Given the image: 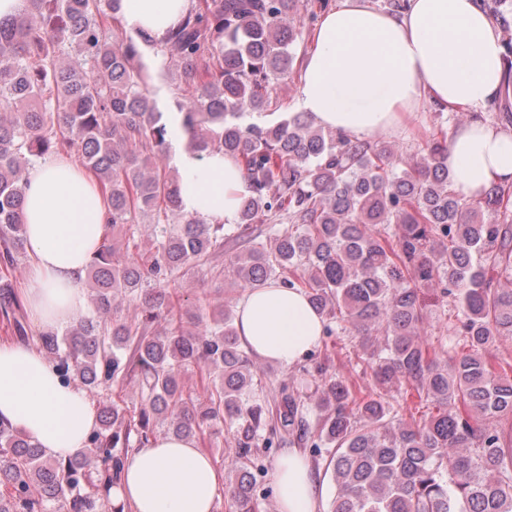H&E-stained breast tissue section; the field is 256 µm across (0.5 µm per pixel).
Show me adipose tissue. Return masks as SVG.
<instances>
[{"instance_id":"obj_1","label":"adipose tissue","mask_w":512,"mask_h":512,"mask_svg":"<svg viewBox=\"0 0 512 512\" xmlns=\"http://www.w3.org/2000/svg\"><path fill=\"white\" fill-rule=\"evenodd\" d=\"M191 0H121L125 24L163 40ZM512 93V64L499 26L477 0H404L402 10L338 0L317 23L298 90L299 107L352 140L407 129L424 101L469 111L448 138L457 190L479 197L512 184V127L488 118ZM182 212L207 224H236L248 180L231 156L178 155ZM107 200L67 155L34 160L25 185L28 267L22 295L35 322L62 331L87 316L85 271L109 231ZM238 336L260 361L289 368L317 347L323 318L304 292L266 284L236 306ZM0 420L57 458L83 450L99 425L77 383H63L35 346L0 341ZM276 512H322L323 488L294 448L273 473ZM224 471L194 438L158 434L133 448L112 501L131 512H214Z\"/></svg>"}]
</instances>
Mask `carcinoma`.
Here are the masks:
<instances>
[{
    "label": "carcinoma",
    "mask_w": 512,
    "mask_h": 512,
    "mask_svg": "<svg viewBox=\"0 0 512 512\" xmlns=\"http://www.w3.org/2000/svg\"><path fill=\"white\" fill-rule=\"evenodd\" d=\"M119 2L24 0L0 18V320L28 340L15 291L23 171L67 152L97 178L106 224L135 254L106 237L89 268L91 315L63 337L40 333L37 347L91 393L132 378L141 387L137 404L100 402L98 429L66 461L0 421V512H125L112 486L160 418L178 437L227 428V512H261V453L285 442L333 449L330 512H512V360L498 353L512 340V188L478 199L452 189L444 136L410 163L306 112L254 121L330 0L299 19L298 0H195L161 42L127 29ZM173 69L197 89H170L169 113L150 94ZM173 113L193 151L231 155L248 175L232 235L245 247L233 260L241 290L304 289L323 335H359L371 392L355 396L321 363L261 396L233 311L207 322L204 293L194 314L179 313L163 284L212 265L226 236L181 212ZM486 211L502 220L485 222ZM429 296L452 298L456 335H427ZM124 303L131 312L104 320ZM195 366L205 384L187 393L181 377Z\"/></svg>",
    "instance_id": "carcinoma-1"
}]
</instances>
